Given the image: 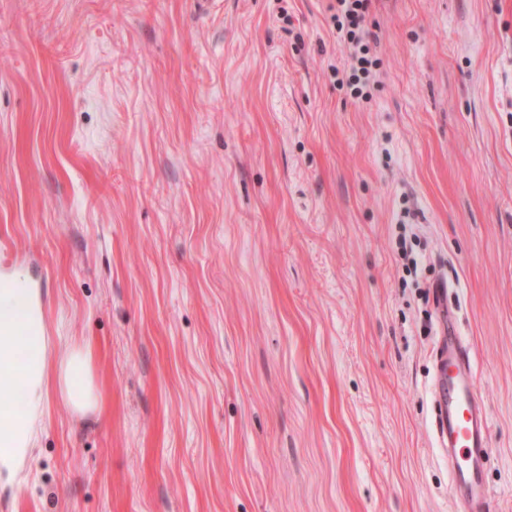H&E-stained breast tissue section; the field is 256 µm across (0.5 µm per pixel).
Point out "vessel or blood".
I'll use <instances>...</instances> for the list:
<instances>
[{"mask_svg": "<svg viewBox=\"0 0 512 512\" xmlns=\"http://www.w3.org/2000/svg\"><path fill=\"white\" fill-rule=\"evenodd\" d=\"M444 293V286L436 285L439 336L432 388L434 437L450 461V489L457 512H491L485 478L491 460L488 414L477 388L471 352Z\"/></svg>", "mask_w": 512, "mask_h": 512, "instance_id": "obj_1", "label": "vessel or blood"}]
</instances>
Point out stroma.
Wrapping results in <instances>:
<instances>
[{
    "label": "stroma",
    "instance_id": "stroma-1",
    "mask_svg": "<svg viewBox=\"0 0 512 512\" xmlns=\"http://www.w3.org/2000/svg\"><path fill=\"white\" fill-rule=\"evenodd\" d=\"M215 3L0 0V273L99 395L0 512H453L436 281L512 512V0H375L362 101L330 0Z\"/></svg>",
    "mask_w": 512,
    "mask_h": 512
}]
</instances>
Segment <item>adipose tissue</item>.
<instances>
[{
    "mask_svg": "<svg viewBox=\"0 0 512 512\" xmlns=\"http://www.w3.org/2000/svg\"><path fill=\"white\" fill-rule=\"evenodd\" d=\"M46 323L35 289L26 278L0 279V387L17 392L23 407L0 406V476H13L34 443V419L56 379L63 402L74 412H91L98 404L87 350L73 347L58 367H50Z\"/></svg>",
    "mask_w": 512,
    "mask_h": 512,
    "instance_id": "adipose-tissue-1",
    "label": "adipose tissue"
}]
</instances>
